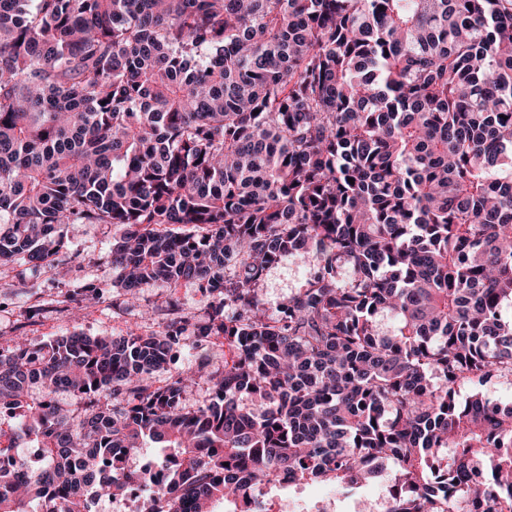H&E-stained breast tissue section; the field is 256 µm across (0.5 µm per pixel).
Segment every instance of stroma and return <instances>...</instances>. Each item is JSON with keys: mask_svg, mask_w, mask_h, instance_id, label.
I'll list each match as a JSON object with an SVG mask.
<instances>
[{"mask_svg": "<svg viewBox=\"0 0 512 512\" xmlns=\"http://www.w3.org/2000/svg\"><path fill=\"white\" fill-rule=\"evenodd\" d=\"M66 247L56 268L31 270L22 262L0 265V338L24 336L42 343L70 333L119 337L128 328L140 333L161 331L170 318V307L191 321L205 318L211 300L196 283L176 289L147 285L140 289L135 306L124 303L119 273L113 269L108 247L122 229L112 224H67L62 228ZM308 266L285 259L271 269L260 286L266 308L278 304L309 276ZM42 306L38 317L28 318L31 306ZM389 475L350 490L325 484H301L294 492L308 499L334 500L338 512H354L357 501L379 502L387 493Z\"/></svg>", "mask_w": 512, "mask_h": 512, "instance_id": "obj_1", "label": "stroma"}]
</instances>
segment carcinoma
Masks as SVG:
<instances>
[{
	"label": "carcinoma",
	"instance_id": "carcinoma-1",
	"mask_svg": "<svg viewBox=\"0 0 512 512\" xmlns=\"http://www.w3.org/2000/svg\"><path fill=\"white\" fill-rule=\"evenodd\" d=\"M65 224L123 228L129 302L196 281L218 305L1 340L0 512H90L151 483L122 468L149 442L145 512L386 470L385 512H512V404L483 395L512 381V0H0V264L54 263ZM288 256L316 270L270 313ZM189 329L224 370L155 386Z\"/></svg>",
	"mask_w": 512,
	"mask_h": 512
}]
</instances>
